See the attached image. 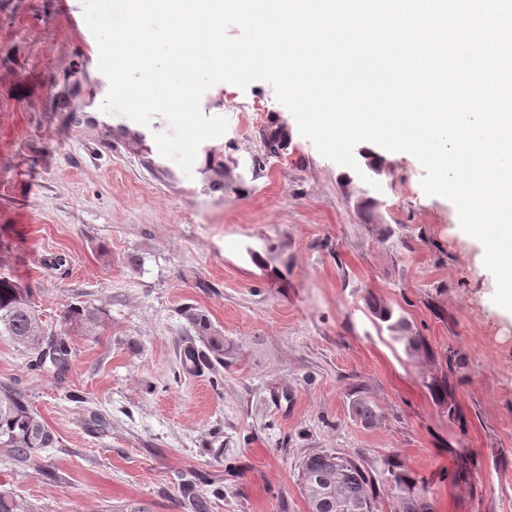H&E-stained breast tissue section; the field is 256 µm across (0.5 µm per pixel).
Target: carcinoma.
Masks as SVG:
<instances>
[{
  "instance_id": "cac0c4a2",
  "label": "carcinoma",
  "mask_w": 512,
  "mask_h": 512,
  "mask_svg": "<svg viewBox=\"0 0 512 512\" xmlns=\"http://www.w3.org/2000/svg\"><path fill=\"white\" fill-rule=\"evenodd\" d=\"M285 142L284 128L262 132L266 153H278ZM32 289L10 274H0V334L11 337L31 355L30 368H50L60 381L70 370L68 336L44 327L32 306ZM372 316L385 325L392 339L404 344L410 356L428 354L422 336L413 333L407 319L382 299L366 301ZM193 334L180 351V366L187 373L224 367V337L215 331L205 314L192 306L180 311ZM107 320L106 310L81 302L67 308L62 323L71 331L93 332ZM353 417L365 425L379 422L376 407L358 395L352 401ZM56 444L44 419L33 410L24 391L15 383L0 382V456L19 464L32 462L45 448ZM299 486L309 512H379L376 484H381L392 504L391 512H434L429 488L400 461H386L374 474L351 455L319 451L299 465ZM190 512H210L208 498L197 494L193 484L184 487ZM0 512H24L11 489L0 485Z\"/></svg>"
}]
</instances>
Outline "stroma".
<instances>
[{
    "mask_svg": "<svg viewBox=\"0 0 512 512\" xmlns=\"http://www.w3.org/2000/svg\"><path fill=\"white\" fill-rule=\"evenodd\" d=\"M66 6L83 0H0V273L32 288L53 329L80 301L110 321L70 333L60 385L0 336V382L18 381L56 438L32 463L0 460V484L26 512H184L188 480L210 512H308L299 465L335 450L375 471L396 455L435 512H512V312L494 304L484 247L454 205L425 194L417 158L377 149L371 187L319 154L270 83L222 82L201 109L227 132L184 173L154 141L163 116L148 134L94 119L97 43ZM273 121L287 133L276 156L260 136ZM371 295L430 357L378 326ZM186 305L232 348L219 374L179 368ZM443 376L450 411L428 387ZM357 390L376 425L353 417ZM92 410L110 432L88 428ZM366 305L372 316L381 324H385V328L390 332L392 339L404 344L408 355L426 356L428 354V346L423 336L414 334L407 319L394 307L383 299L376 297L368 298ZM381 324H379L380 327H382Z\"/></svg>",
    "mask_w": 512,
    "mask_h": 512,
    "instance_id": "stroma-1",
    "label": "stroma"
}]
</instances>
